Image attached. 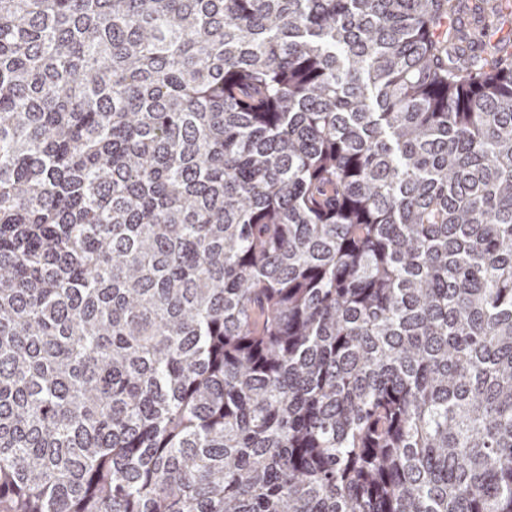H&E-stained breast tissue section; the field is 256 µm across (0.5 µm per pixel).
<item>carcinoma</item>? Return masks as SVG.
Returning a JSON list of instances; mask_svg holds the SVG:
<instances>
[{"label":"carcinoma","mask_w":512,"mask_h":512,"mask_svg":"<svg viewBox=\"0 0 512 512\" xmlns=\"http://www.w3.org/2000/svg\"><path fill=\"white\" fill-rule=\"evenodd\" d=\"M0 0V512H512L498 0Z\"/></svg>","instance_id":"1"}]
</instances>
